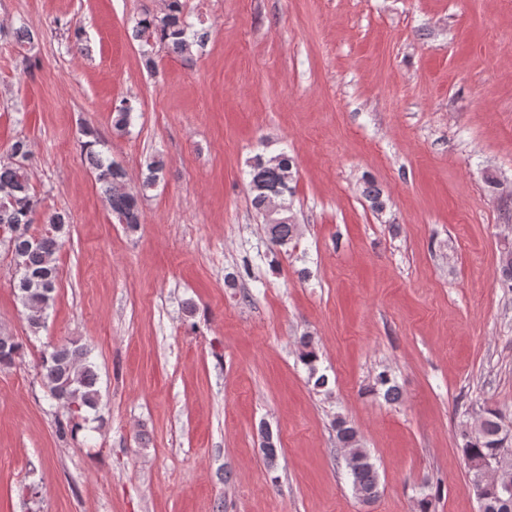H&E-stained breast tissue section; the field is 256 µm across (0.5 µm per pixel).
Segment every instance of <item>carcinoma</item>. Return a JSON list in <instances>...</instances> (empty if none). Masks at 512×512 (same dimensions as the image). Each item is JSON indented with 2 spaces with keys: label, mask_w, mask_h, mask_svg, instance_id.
I'll list each match as a JSON object with an SVG mask.
<instances>
[{
  "label": "carcinoma",
  "mask_w": 512,
  "mask_h": 512,
  "mask_svg": "<svg viewBox=\"0 0 512 512\" xmlns=\"http://www.w3.org/2000/svg\"><path fill=\"white\" fill-rule=\"evenodd\" d=\"M186 0H165L163 12H145L135 20L134 37L141 42V55L147 69L156 67L153 48L160 44L177 56H186L194 46H202L208 32L196 29L188 21ZM137 120L135 107L122 100L112 112V128L118 133L129 132ZM97 140L84 143L86 158L101 184L106 201L118 222L132 232L141 224V201L163 177V160L157 156L145 163L140 191L127 187L125 170L99 148ZM32 150L24 139L15 140L7 157L0 158V246L10 253L14 266L17 298L27 311L31 331L36 333L45 324L48 311L55 301L60 278L55 254L69 234V213L55 210L40 211V203L31 184ZM247 184L252 203L261 216L267 239L276 251H288L299 237L300 225L293 213L296 167L285 152L274 155L257 154L248 161ZM363 194L372 208L383 209L382 192L368 180ZM47 225L44 231L30 232L32 225ZM500 286L512 291V247H506L499 260ZM299 355L309 369V378L317 390L327 388L328 376L320 372L318 355L309 336L299 341ZM23 346L8 333H0V366L7 367L21 357ZM39 374L49 392V399L65 417L58 421L61 435H74L80 423L76 419L100 405V389L96 366L88 348L76 341L51 346L37 358ZM375 390L383 392L389 401L399 398V388L390 374L382 371L375 377ZM506 416L497 408L481 407L468 413L461 430L462 452L472 476V483L481 478L482 464L487 458L496 460L497 483L512 482V442L502 444V436L512 431L505 425ZM336 440L345 451L347 477L358 500L370 504L379 496V475L370 454L364 447L358 429L342 416L334 421ZM262 448L267 462L275 464L278 437L265 427L261 429ZM480 512H512V494L491 495Z\"/></svg>",
  "instance_id": "1"
}]
</instances>
